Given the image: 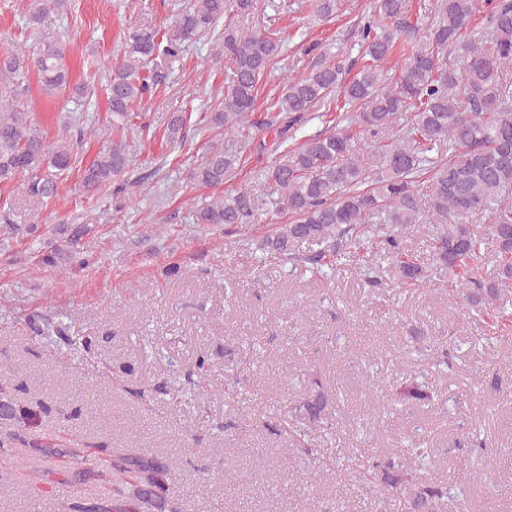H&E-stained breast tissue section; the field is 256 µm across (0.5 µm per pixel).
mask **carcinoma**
<instances>
[{
	"label": "carcinoma",
	"instance_id": "obj_1",
	"mask_svg": "<svg viewBox=\"0 0 512 512\" xmlns=\"http://www.w3.org/2000/svg\"><path fill=\"white\" fill-rule=\"evenodd\" d=\"M337 2L312 0L310 8L326 19L336 14ZM488 4L491 8L481 15L478 0H433L428 44L416 47L408 41L412 0H374L370 17L360 26L362 63L356 71L323 52L309 72L288 81L273 116L282 125L284 142L287 132L330 102L338 88L343 106L322 113L327 128L286 150L266 171L290 221L267 237L263 248L293 261L294 270L324 277L344 246L358 250L369 243L375 255L398 269L402 283L422 287L431 275L410 259L401 233L422 223L426 211L436 226L434 275L471 284V303L488 307L501 326H512V302L504 299L512 284V0ZM257 5V0H184L172 25L133 28L122 59L107 77L112 130L130 128L134 106L165 83L166 65L183 44L210 33L223 18L218 53L224 55L230 77L224 99L203 121L224 129L227 141L239 140L255 111L259 83L285 46L275 29L250 31L234 22L255 13ZM66 10L67 0H33L26 23L29 42L0 50V188L25 177L33 212L59 197L61 181L76 167L74 146L88 135L75 112L54 140L26 119L31 75L49 91L68 83L65 48L50 36L53 15ZM396 55L402 58L400 71L390 77L385 63ZM406 112L407 123L398 125ZM185 122L184 113H171L166 126L170 142L183 141ZM437 147L448 158L431 156ZM238 161L230 146L214 145L190 179L202 187L220 186ZM131 163V145L123 138L103 145L82 170L85 194L125 192L122 177ZM479 215L488 216L490 223L476 231L470 219ZM261 216L258 197L241 188L196 209L193 221L229 229L259 224ZM0 231L40 237L38 222L15 223L2 198ZM303 242L319 250L301 256L292 252ZM490 245L495 252L489 270L485 251ZM23 391L25 386L0 370V420L15 427L0 431V452L19 440L50 464L65 457L85 462L93 454L95 467L74 468L75 479L115 486L116 497L76 501L69 512H176L168 497L176 457L115 454L103 444L64 450L28 438V414L17 401ZM324 408L321 393L303 405L312 421ZM365 478L393 489L409 480L390 460L373 463ZM450 498L458 499L460 493L425 482L406 510L443 512L444 500Z\"/></svg>",
	"mask_w": 512,
	"mask_h": 512
}]
</instances>
